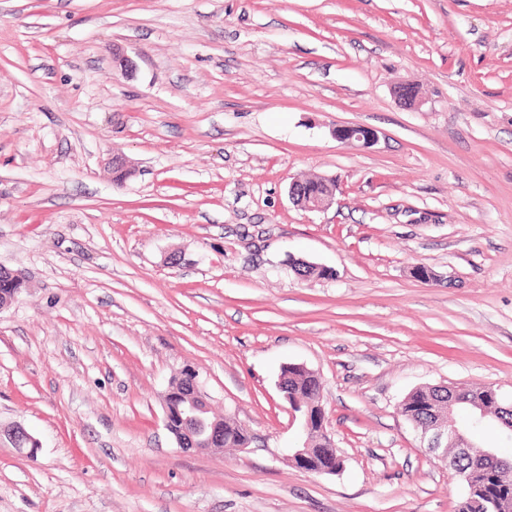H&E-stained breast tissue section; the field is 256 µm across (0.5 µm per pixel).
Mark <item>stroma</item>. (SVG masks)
<instances>
[{
	"label": "stroma",
	"instance_id": "35a3bbf8",
	"mask_svg": "<svg viewBox=\"0 0 512 512\" xmlns=\"http://www.w3.org/2000/svg\"><path fill=\"white\" fill-rule=\"evenodd\" d=\"M0 265V428L41 443L0 439V512H458L398 405L512 403V0H0ZM289 363L337 474L289 460ZM186 368L248 447L178 448ZM289 197L297 206L309 212H321L327 209L334 200V195H313L305 190L299 180L291 182L288 190ZM7 280L8 282H11L12 284H17L19 288H13L7 283L6 281H0V291L6 292L7 289L5 288H11V292L2 294V300H1V294H0V309H2L5 306H8L11 304L17 296L21 293L23 288L26 287L25 279L24 277L17 271H11L9 269L0 267V279ZM281 375L286 378L285 384L283 378H279V388L284 393L285 398L291 404L294 413L300 415V433L304 438L303 446L295 448L294 453L290 459L294 466L303 471L314 473V474H336V458L338 449L335 448V442L331 440L332 448H329V441L327 440L330 435L326 428L320 430L315 427L314 432L310 436V448L305 437L311 427V412L310 410H302L298 403H292L290 398L296 399L303 404V408L310 407L313 416L315 417L319 412V408L322 406L321 401V382L312 371L304 366L297 364H289L282 368ZM289 394V396H288ZM311 448H318L320 455L322 454V448H329L328 460L317 470H310L308 466L310 464Z\"/></svg>",
	"mask_w": 512,
	"mask_h": 512
}]
</instances>
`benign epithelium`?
I'll return each mask as SVG.
<instances>
[{
  "mask_svg": "<svg viewBox=\"0 0 512 512\" xmlns=\"http://www.w3.org/2000/svg\"><path fill=\"white\" fill-rule=\"evenodd\" d=\"M336 138L345 141H357L362 145H370L376 140L373 130L362 126H338ZM289 197L296 205L309 212H321L333 202L334 196L314 195L305 190L299 181L291 182L288 190ZM0 278L16 285L11 292L0 297V309L11 304L22 289L26 287L24 277L17 271L0 267ZM453 407V401L438 403V409L431 411L425 425L418 429L421 441L427 443V448L439 456H448V465L459 471V462L471 456V442L460 429L448 425V414ZM208 395L201 389V384L195 383L183 387V392L167 389L164 396V422L166 429H171V418L176 416L192 424L190 432H174V438L179 447L188 450L218 452L220 448L219 429L209 418ZM11 443L15 448L28 455L34 454L38 448L37 440L25 428L14 426L7 430ZM453 449V455H448V449Z\"/></svg>",
  "mask_w": 512,
  "mask_h": 512,
  "instance_id": "7a95c632",
  "label": "benign epithelium"
}]
</instances>
